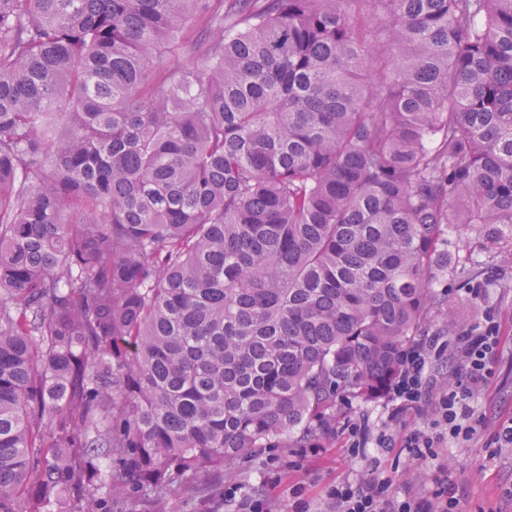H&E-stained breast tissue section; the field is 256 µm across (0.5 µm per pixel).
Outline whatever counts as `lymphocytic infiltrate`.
I'll return each mask as SVG.
<instances>
[{
	"label": "lymphocytic infiltrate",
	"mask_w": 512,
	"mask_h": 512,
	"mask_svg": "<svg viewBox=\"0 0 512 512\" xmlns=\"http://www.w3.org/2000/svg\"><path fill=\"white\" fill-rule=\"evenodd\" d=\"M498 317L485 309L473 327L448 337L427 336L406 348L399 369L387 388L393 417L421 411L430 406L427 428L414 429L394 441L386 432H373L367 423H351L347 430L353 452L374 446L391 449L401 446L416 460L437 459L448 443L470 441L480 424L472 400L493 377L500 353ZM453 365L451 376L434 377L440 360ZM390 478L372 473L360 481L343 480L330 487L328 497L336 512H458L459 499L454 483L444 480L420 495L406 492L393 496Z\"/></svg>",
	"instance_id": "lymphocytic-infiltrate-1"
}]
</instances>
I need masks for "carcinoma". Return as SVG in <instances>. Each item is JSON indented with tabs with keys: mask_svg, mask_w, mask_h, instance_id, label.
Returning <instances> with one entry per match:
<instances>
[{
	"mask_svg": "<svg viewBox=\"0 0 512 512\" xmlns=\"http://www.w3.org/2000/svg\"><path fill=\"white\" fill-rule=\"evenodd\" d=\"M454 224L512 239V0H0V512H162L383 394Z\"/></svg>",
	"mask_w": 512,
	"mask_h": 512,
	"instance_id": "cac0c4a2",
	"label": "carcinoma"
}]
</instances>
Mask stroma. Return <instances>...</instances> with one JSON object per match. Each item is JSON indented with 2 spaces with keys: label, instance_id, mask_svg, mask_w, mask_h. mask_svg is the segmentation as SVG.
I'll list each match as a JSON object with an SVG mask.
<instances>
[{
  "label": "stroma",
  "instance_id": "1",
  "mask_svg": "<svg viewBox=\"0 0 512 512\" xmlns=\"http://www.w3.org/2000/svg\"><path fill=\"white\" fill-rule=\"evenodd\" d=\"M496 308L500 320L502 348L497 374L475 400L477 414L489 421L512 417V278L489 288L485 300L470 299L456 289L434 308L421 328L424 336L447 335L455 322L477 323L485 305ZM391 409L384 398L365 400L346 396L336 401L330 418L331 432H319L292 448H261L251 457L226 467L224 476L206 495L187 490L172 493L179 512H236L235 502L225 498L231 485H238L242 495L262 502L268 512H292L294 486L304 489L312 512H332L326 492L342 479L367 477L372 459H380V473L391 476L392 493L428 492L440 467H447L460 499V512H512V450L490 453L489 432H481L467 443L448 445L438 459L418 464L408 454L386 453L378 448L352 453L347 423L367 421L371 427L384 428L394 438L413 429L427 427V417L410 413L391 419Z\"/></svg>",
  "mask_w": 512,
  "mask_h": 512
}]
</instances>
